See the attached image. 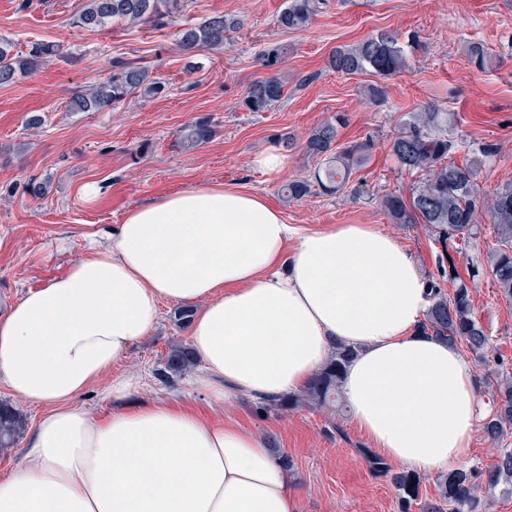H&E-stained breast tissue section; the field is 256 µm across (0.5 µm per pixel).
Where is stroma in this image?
I'll list each match as a JSON object with an SVG mask.
<instances>
[{
    "label": "stroma",
    "mask_w": 512,
    "mask_h": 512,
    "mask_svg": "<svg viewBox=\"0 0 512 512\" xmlns=\"http://www.w3.org/2000/svg\"><path fill=\"white\" fill-rule=\"evenodd\" d=\"M82 4L0 0V41L22 54L34 42L64 48L34 73L0 85V317L29 289L64 273L91 245L108 244L131 209L214 183L259 193L288 223L306 229L376 225L410 253L424 277L434 276L441 247L427 227L391 223L380 205L383 194L413 182L389 156L388 144L399 119L428 103L457 113L449 139L466 141L475 154L493 146L478 177L485 194L512 184V0H330L298 30L277 22L285 0H188L183 14L164 28L111 23L92 31L73 22ZM216 14L240 17L243 24L220 53L186 54L179 45L183 25ZM382 30L406 43L410 66L384 81L385 100L374 106L363 96L371 75L335 72L327 60L336 47ZM470 40L484 43L496 55V66L472 67L464 52ZM265 48L279 49L277 73L288 94L268 111L250 112L242 100L253 82L269 74L258 59ZM120 58L147 66L165 92L97 112L71 111L72 99L106 81ZM340 113L346 118L341 141H371L369 165L341 193L284 199L281 185L315 166L304 151L308 133ZM34 115L41 116L40 127L29 126ZM200 117L213 118L216 135L196 149H183L180 128ZM288 137L295 141L290 150L284 147ZM272 146L285 149V172L254 166L255 157ZM31 181L44 184L46 195L28 194ZM89 184L101 188L92 202L83 195ZM478 223V235L461 243L454 259L473 290L474 314L492 338V356L512 372V300L500 294L489 273L493 226L484 214ZM176 307L162 302L156 330L80 397L85 410L102 417L124 408L110 386L116 378L136 376L142 386L134 401L172 403L273 437L294 463L300 512H398L394 485L372 474L359 456L369 442L348 414L266 412L248 399L222 405L193 386L190 376L172 385L160 382L155 372L171 345L190 339L188 329L173 321ZM0 400L12 402L26 418L16 445L0 451L3 478L21 463L48 407L13 396L2 383Z\"/></svg>",
    "instance_id": "35a3bbf8"
}]
</instances>
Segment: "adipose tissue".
<instances>
[{
  "label": "adipose tissue",
  "instance_id": "obj_1",
  "mask_svg": "<svg viewBox=\"0 0 512 512\" xmlns=\"http://www.w3.org/2000/svg\"><path fill=\"white\" fill-rule=\"evenodd\" d=\"M165 301L193 305L195 384L215 401L299 391L341 343L348 412L379 455L421 474L468 457L474 368L420 333L431 300L407 250L371 224L300 228L261 194L211 184L130 210L0 319V382L49 407L0 480V512H299L261 434L158 402L97 419L78 405Z\"/></svg>",
  "mask_w": 512,
  "mask_h": 512
}]
</instances>
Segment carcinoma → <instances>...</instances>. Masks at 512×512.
<instances>
[{"label":"carcinoma","mask_w":512,"mask_h":512,"mask_svg":"<svg viewBox=\"0 0 512 512\" xmlns=\"http://www.w3.org/2000/svg\"><path fill=\"white\" fill-rule=\"evenodd\" d=\"M187 0H84L74 15V24L96 29L110 21L127 25L166 26L185 8ZM329 0H286L278 16L285 29H301L309 25ZM241 25L240 19L215 15L198 25L182 29L179 43L183 51L220 52L230 35ZM58 52L48 43L32 45L28 54L11 52L0 43V85L10 84L38 68L43 59ZM468 62L486 70L492 55L480 42L466 47ZM329 67L342 74L369 72L387 79L409 68L405 47L397 35L382 31L360 43L336 48L329 58ZM164 91L162 83L152 78L149 70L135 61L116 60L112 76L89 92L77 96L73 109L97 112L117 106L136 95L155 96ZM286 96L285 84L273 74L254 82L243 99L250 112H266ZM455 122L454 114L433 106H422L408 113L396 136L389 144L390 155L400 170L415 177L410 197L391 191L381 197L384 212L394 224H424L434 240L448 250L450 243L469 239L479 232L477 215L486 211L496 230V247L489 258L492 280L507 299H512V185L497 189L492 195L482 193L477 180L482 158L493 154L491 148L481 151L482 158H466L456 162L451 152L465 148L443 136ZM344 117L313 128L305 141L307 154L318 160L308 177L297 178L283 185L289 200H300L315 194H336L349 183L354 172L362 169L371 157L370 140L337 144L338 129ZM216 133V123L200 118L186 125L180 134L185 149H194L209 141ZM454 258L439 257L438 277L427 280L431 305L422 328L428 334L455 346H463L481 359L488 358L491 337L472 313L471 290L456 274ZM455 285L453 293L445 292V284ZM353 349L336 346L329 360L301 391L279 399L257 401L263 410L336 412L341 407L342 377ZM196 364L195 353L188 343L173 345L164 359L159 377L166 383L183 375ZM494 411L483 423V432L492 445L494 462L486 468L454 471L436 479L439 500L428 503L423 512H485L482 497L501 485L512 486V450L501 448L504 436L512 428V380L489 373ZM25 428L21 412L9 403H0V449L13 447ZM369 469L379 477L390 479L398 491L399 512H412L419 498L421 477L412 471L393 472L387 462L368 448L357 449Z\"/></svg>","instance_id":"obj_1"}]
</instances>
